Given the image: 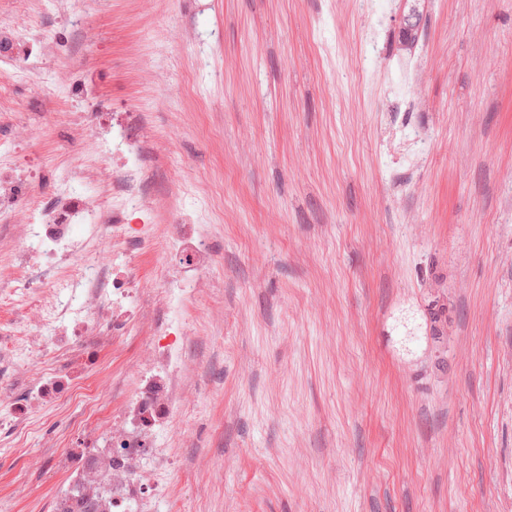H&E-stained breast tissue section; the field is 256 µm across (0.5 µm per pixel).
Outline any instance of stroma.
<instances>
[{
    "label": "stroma",
    "mask_w": 512,
    "mask_h": 512,
    "mask_svg": "<svg viewBox=\"0 0 512 512\" xmlns=\"http://www.w3.org/2000/svg\"><path fill=\"white\" fill-rule=\"evenodd\" d=\"M405 6L0 0L31 50L0 66V177L52 207L60 139L135 123L153 209L129 223L190 213L213 251L169 308L157 265L180 274L179 253L128 248L137 326L62 364L96 411L0 367L46 416L0 453V512H53L58 439L94 448L167 318L193 401L153 512H512V0H423L409 50ZM411 306L442 310L444 338L406 356Z\"/></svg>",
    "instance_id": "1"
}]
</instances>
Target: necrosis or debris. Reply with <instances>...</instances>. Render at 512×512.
Masks as SVG:
<instances>
[{
  "label": "necrosis or debris",
  "instance_id": "necrosis-or-debris-1",
  "mask_svg": "<svg viewBox=\"0 0 512 512\" xmlns=\"http://www.w3.org/2000/svg\"><path fill=\"white\" fill-rule=\"evenodd\" d=\"M109 151L121 161L108 173L112 197L104 208L73 198L74 182L88 179L82 165L57 181L56 211L0 183V216L14 219L19 229L9 243L0 242V281L14 286L12 293L0 292V301L22 313L7 332L0 355L26 373L36 395L55 402L61 396L49 380L55 371L53 356L77 355L87 340L101 338L106 323L119 325L134 315L140 273L124 252L129 235L119 219L149 208L142 193L143 154L137 141L119 128L111 139L85 140L78 155L100 157ZM79 225L88 228V236L76 235ZM136 239L160 254L176 250L185 269L194 273L212 254L208 237L185 239L160 224L138 225ZM180 375L175 345H148L135 372L137 392L108 431L109 447L124 449L120 462L131 474L105 486L96 498L97 512H119L129 500L139 501L142 512H151L152 500L145 497L138 473L169 454L171 414L181 400L176 384Z\"/></svg>",
  "mask_w": 512,
  "mask_h": 512
}]
</instances>
